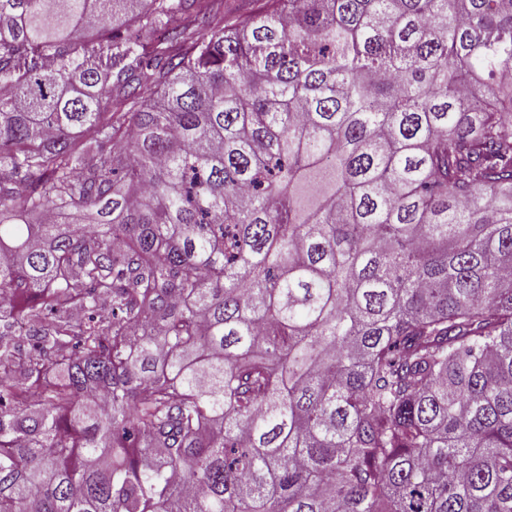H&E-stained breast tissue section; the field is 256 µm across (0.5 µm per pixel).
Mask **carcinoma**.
I'll use <instances>...</instances> for the list:
<instances>
[{"mask_svg": "<svg viewBox=\"0 0 512 512\" xmlns=\"http://www.w3.org/2000/svg\"><path fill=\"white\" fill-rule=\"evenodd\" d=\"M2 85L0 512H512V0H0ZM87 49L89 51L90 61L102 65L110 64L114 57L122 55L126 58L121 61V65L131 64L132 62L135 65V59L138 54V48H129V44L121 42L120 40H115L112 42L111 46H107V44L98 45L95 41H88L86 50Z\"/></svg>", "mask_w": 512, "mask_h": 512, "instance_id": "carcinoma-1", "label": "carcinoma"}]
</instances>
